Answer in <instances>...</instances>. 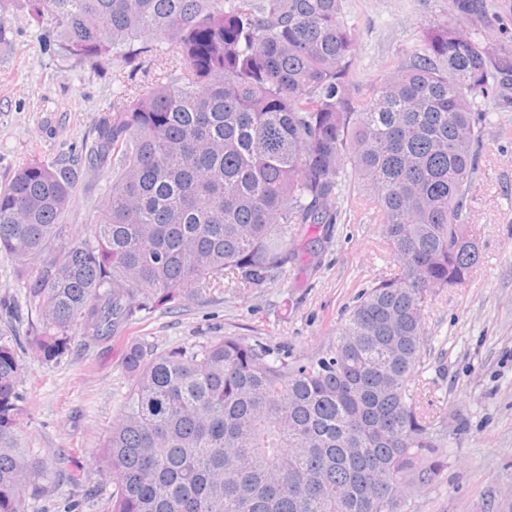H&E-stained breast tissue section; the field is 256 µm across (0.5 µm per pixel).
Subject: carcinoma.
Segmentation results:
<instances>
[{
	"label": "carcinoma",
	"instance_id": "cac0c4a2",
	"mask_svg": "<svg viewBox=\"0 0 512 512\" xmlns=\"http://www.w3.org/2000/svg\"><path fill=\"white\" fill-rule=\"evenodd\" d=\"M28 2L63 52L112 55L124 89L81 145L111 170L83 235L64 240L68 167L32 160L0 189V256L39 318L0 340V512H28L50 477L15 433L24 355L103 344L226 277L284 283L308 253L299 231L341 222L348 177L378 209L390 273L315 357L232 334L160 354L131 343L102 451L110 512H403L440 470L442 418L411 389L423 312L476 261L480 103L512 104V45L473 28L485 0H448L369 98L346 0ZM130 66L163 81L137 90Z\"/></svg>",
	"mask_w": 512,
	"mask_h": 512
}]
</instances>
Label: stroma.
I'll return each instance as SVG.
<instances>
[{
	"label": "stroma",
	"mask_w": 512,
	"mask_h": 512,
	"mask_svg": "<svg viewBox=\"0 0 512 512\" xmlns=\"http://www.w3.org/2000/svg\"><path fill=\"white\" fill-rule=\"evenodd\" d=\"M346 3L365 97L448 13V0ZM118 91L111 58L95 66L62 53L50 25L36 22L24 0H0V188L31 159L68 161L77 188L66 237L89 224L106 184L105 173L74 159L72 149L92 137ZM484 108L490 133L470 219L478 260L466 284L438 292L423 315L419 401L443 417L437 446L444 466L406 512H512V137L498 135L512 130V108L492 100ZM315 234L326 244L285 287L259 291L228 282L153 313L105 345L75 347L54 362L27 358L18 388L19 444L51 467L49 488L29 499V512H65L86 489L107 487L101 444L129 391L131 341L161 353L232 333L306 358L335 340L359 293L388 271L389 256L374 211L363 205L349 206L344 223Z\"/></svg>",
	"instance_id": "35a3bbf8"
}]
</instances>
